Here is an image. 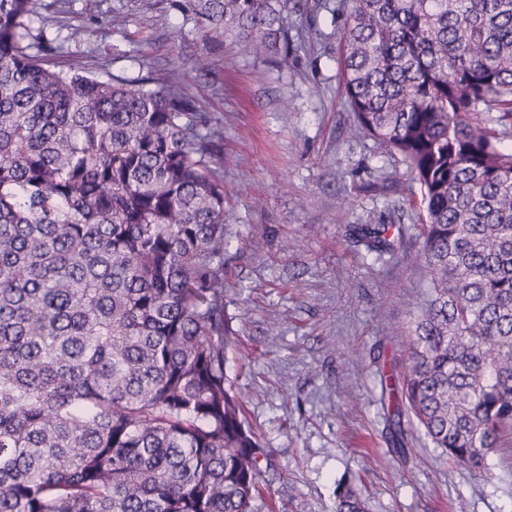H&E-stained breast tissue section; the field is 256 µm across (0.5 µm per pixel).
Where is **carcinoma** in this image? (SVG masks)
<instances>
[{
	"label": "carcinoma",
	"instance_id": "carcinoma-1",
	"mask_svg": "<svg viewBox=\"0 0 512 512\" xmlns=\"http://www.w3.org/2000/svg\"><path fill=\"white\" fill-rule=\"evenodd\" d=\"M39 0H0V512H256L261 448L227 387L220 132L175 81L49 64ZM283 62L288 0H177ZM355 124L419 185L429 295L402 416L469 468L512 439V0H339ZM498 112L497 118L490 111ZM384 222L352 229L377 258ZM336 512H366L351 484Z\"/></svg>",
	"mask_w": 512,
	"mask_h": 512
}]
</instances>
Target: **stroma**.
I'll list each match as a JSON object with an SVG mask.
<instances>
[{"label":"stroma","mask_w":512,"mask_h":512,"mask_svg":"<svg viewBox=\"0 0 512 512\" xmlns=\"http://www.w3.org/2000/svg\"><path fill=\"white\" fill-rule=\"evenodd\" d=\"M288 0L287 63L238 53L223 30L173 0H40L62 69L138 81L175 72L212 128L224 173L225 371L271 461L261 481L277 512H336L352 481L369 512H512V442L487 471L449 460L409 426V454L387 451L369 358L405 357L429 271L416 255L422 212L399 156L352 137L339 85L337 0ZM125 19L116 25L115 16ZM321 33L315 47L300 34ZM404 227L376 259L355 224ZM359 395L351 403L350 395Z\"/></svg>","instance_id":"35a3bbf8"}]
</instances>
